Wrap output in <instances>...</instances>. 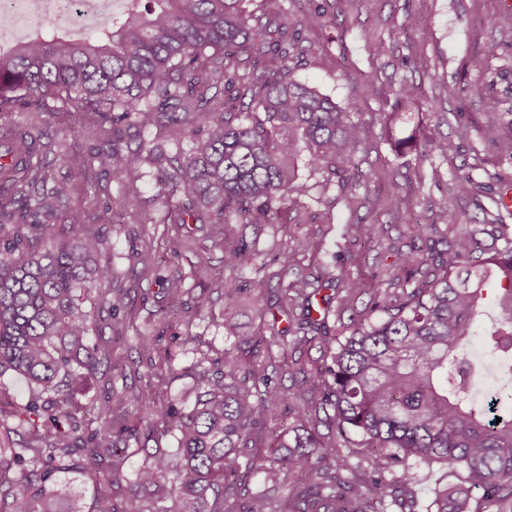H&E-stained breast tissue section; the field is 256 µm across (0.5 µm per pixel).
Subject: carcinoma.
Returning a JSON list of instances; mask_svg holds the SVG:
<instances>
[{
    "instance_id": "cac0c4a2",
    "label": "carcinoma",
    "mask_w": 512,
    "mask_h": 512,
    "mask_svg": "<svg viewBox=\"0 0 512 512\" xmlns=\"http://www.w3.org/2000/svg\"><path fill=\"white\" fill-rule=\"evenodd\" d=\"M124 2L123 16L93 41L59 32L44 14L27 42L0 54V376L29 388V402L0 418L24 436L20 447L0 448V512H80L57 488L55 475L68 468L99 487L92 512H419L414 487L432 479L434 464L454 481L435 485L424 512H512V412L494 413L464 382L465 344L495 285L500 312L486 343L505 359L498 391L512 403V224L500 197L483 223L451 237L436 224L408 225L426 248L396 251L400 278L367 284L342 268L291 270L270 297L253 279L272 321L218 358L201 351L177 369L160 334L137 335L126 350L90 342L82 296L96 293L112 316L124 293L105 287L114 270L102 259L104 238L71 207V183L47 160L49 134L21 108L59 102L72 125L102 128L107 140L87 153L63 138L52 145L72 169L117 179L112 203L141 224L207 225L209 244L195 248L199 269L217 248L229 267L254 266L257 252L244 240L227 243L224 225L260 231L285 209H306L309 186L295 159L306 153L327 189L365 137L351 113L289 77L299 30L325 26L324 8L290 21L288 0L271 13L255 0ZM149 126L194 147L171 153L140 136ZM452 148L427 139L419 160ZM146 164L164 206L158 218L136 186ZM377 236L375 224H352L347 238L360 246ZM131 260L155 274L150 250ZM158 282L162 296L149 314L191 322L184 277ZM325 283L342 305L369 294V313L337 328L328 308L313 318ZM315 344L321 367L282 362L301 376L283 390L275 350ZM159 361L192 378L190 397L160 398ZM132 363L143 384L130 393ZM102 364L112 406H77ZM167 436L176 447L163 445Z\"/></svg>"
}]
</instances>
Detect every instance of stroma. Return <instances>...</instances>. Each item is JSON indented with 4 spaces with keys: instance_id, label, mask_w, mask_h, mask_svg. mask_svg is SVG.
Segmentation results:
<instances>
[{
    "instance_id": "stroma-1",
    "label": "stroma",
    "mask_w": 512,
    "mask_h": 512,
    "mask_svg": "<svg viewBox=\"0 0 512 512\" xmlns=\"http://www.w3.org/2000/svg\"><path fill=\"white\" fill-rule=\"evenodd\" d=\"M311 4L324 7L329 21L322 28L302 30L291 75L364 123L365 143L353 161L372 180L360 189L358 207L351 210L337 189H322L304 166L300 174L312 186L306 210L289 212L273 233L258 237L251 225H225L227 242H255L262 277L272 289L284 275V264L305 266L316 259L341 265L365 281L395 275V249L406 252L424 246L407 234V224L432 223L446 209L455 212L459 224L477 223L483 215L472 200L473 184L495 192L498 174L512 172V163L501 160L489 142L490 133L512 132L506 115L512 107V76L496 78L498 61L485 58L489 42L512 49V0H301L289 6V19ZM395 27L401 33L393 38L389 32ZM404 79L417 90L404 115V129L448 140L452 149L447 157L420 163L414 156L400 158L392 151L386 115L394 111L395 91ZM446 83L456 94L438 99V89ZM493 98L498 107L490 106ZM55 174L75 184L74 204L92 212L102 211L118 191L111 178L94 170L77 174L62 160L56 161ZM350 224H378L382 231L365 249L349 245L344 233ZM98 230L116 272L115 287L137 296L131 312H118L117 317L134 316L142 335L153 336L164 328L147 314L158 299V283L137 280L130 270L131 254L148 247L154 250L161 275L182 274L193 297L205 300L193 324L177 323L176 332L194 336L195 345L216 356L227 342V312H237L247 333L260 331L252 293L245 290L240 271L225 265L222 251H214L207 268L198 272L192 254L172 257L166 244L142 234L132 215L118 224L99 225ZM303 240L312 242V250H300ZM224 282L237 285L233 297L218 292Z\"/></svg>"
}]
</instances>
